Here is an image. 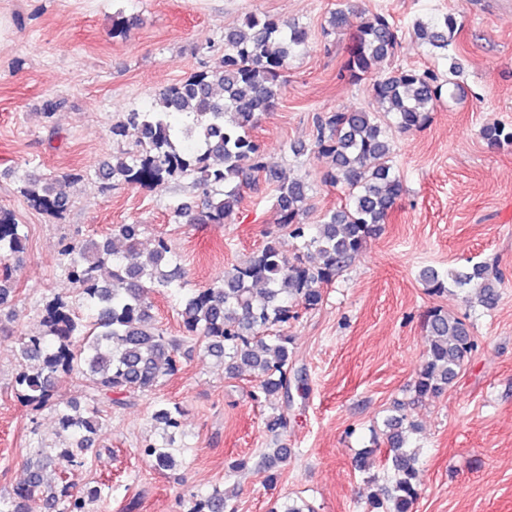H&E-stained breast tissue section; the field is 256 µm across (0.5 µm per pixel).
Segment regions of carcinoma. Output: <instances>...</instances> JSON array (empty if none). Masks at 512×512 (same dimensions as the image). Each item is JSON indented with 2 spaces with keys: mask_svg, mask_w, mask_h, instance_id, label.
I'll return each mask as SVG.
<instances>
[{
  "mask_svg": "<svg viewBox=\"0 0 512 512\" xmlns=\"http://www.w3.org/2000/svg\"><path fill=\"white\" fill-rule=\"evenodd\" d=\"M459 24L454 14L419 21L413 34L448 60V86L461 94L457 77L462 64L451 53ZM307 40L305 28L270 16L246 15L240 26L224 33V57L186 81L163 87L149 112H128L112 127L115 136L128 129L137 133L136 150L112 157L105 176L130 186H160L176 176L192 178L200 199L177 202L169 208L176 224H226L232 220L248 190L260 182L275 187V224L301 248L312 251L319 264L310 268L300 256L289 259L279 238L272 236L248 260L224 270L207 288L187 289L179 281V266L168 242L157 239L145 258L131 262L138 250L142 225L117 224L112 234L95 239H64L67 275L91 307L87 321L76 315L70 301L56 296L46 306L41 330L13 340L21 371L16 388L26 400L53 408L61 444L55 456L75 461L87 453L102 425L104 408L123 405L120 396L151 393L177 370L182 345H201L224 362L233 377L247 371L254 378V400H270L288 392L290 378L303 381L293 364L292 337L281 329L290 319V301L318 305V285L329 281L364 249L367 239L388 223L404 187L394 166L395 132L422 125L441 100L443 82L429 70L385 71L382 63L395 54L399 30L384 13L361 15L351 36L347 56L337 78L368 83L374 109H338L317 118L312 151L332 158L324 182L347 193L345 204L326 212L319 224H305L308 184L284 181L271 165L252 131L261 116L278 101L288 60ZM186 117L172 123L173 114ZM487 147L512 146V127L493 124L480 131ZM68 174L27 181L20 188L34 207L57 217L69 204ZM25 250L24 236L14 214L0 208V307L14 293L8 262ZM420 280L430 294L448 287H470L480 306L491 310L499 300L501 278L484 263L464 269L439 271L424 267ZM182 294L180 315L186 336L171 339L156 325L149 292ZM428 345L416 372L413 390L421 400L441 395L458 375L461 362L474 348L469 326L440 308L426 319ZM80 374L92 385V405L83 409L73 401L54 397L59 374ZM181 411L157 403L154 419L159 438L142 454L159 471L177 466L181 449L175 447ZM387 457L393 476L390 485L373 492L366 512H411L419 496L420 449L410 437L417 430L402 416L385 422ZM288 449L275 445L261 457L266 480L277 482ZM28 479L0 498V512H30L41 491L43 465L27 463ZM105 484L74 490L61 486L46 498L53 512H87V502L102 496ZM190 512H236L222 490L195 500Z\"/></svg>",
  "mask_w": 512,
  "mask_h": 512,
  "instance_id": "1",
  "label": "carcinoma"
}]
</instances>
